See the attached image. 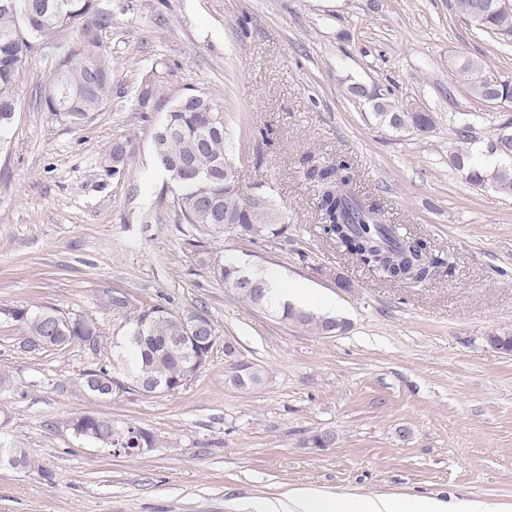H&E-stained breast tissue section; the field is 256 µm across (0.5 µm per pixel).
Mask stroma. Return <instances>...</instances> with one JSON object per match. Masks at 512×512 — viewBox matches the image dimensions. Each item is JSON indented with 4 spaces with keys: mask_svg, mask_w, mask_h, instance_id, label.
<instances>
[{
    "mask_svg": "<svg viewBox=\"0 0 512 512\" xmlns=\"http://www.w3.org/2000/svg\"><path fill=\"white\" fill-rule=\"evenodd\" d=\"M112 96L71 125L34 102L54 67L23 68L11 131L0 142V438L26 468L0 466V512H253L293 489L512 505V354L488 334L512 332V195L469 186L448 164L460 113L487 143L512 106L476 98L462 58L512 79V50L454 0H102ZM161 88L147 105V75ZM359 93H352V86ZM224 109L244 193L261 184L288 239L250 243L179 223L153 153L167 112L189 93ZM387 101L433 113L425 136L378 125ZM130 143L109 174L114 142ZM354 164L360 193L387 223L428 238L452 277L391 284L348 259L318 229L312 162ZM227 256L337 304L345 332L318 335L239 302L211 275ZM340 272L344 291L323 277ZM124 299V307L112 304ZM205 310L217 340L185 389L104 401L81 374L152 305ZM10 307L95 320L96 348L24 349ZM263 374L227 388L225 341ZM128 420L159 448L110 456L76 439L83 413ZM330 430L334 444L306 438Z\"/></svg>",
    "mask_w": 512,
    "mask_h": 512,
    "instance_id": "obj_1",
    "label": "stroma"
}]
</instances>
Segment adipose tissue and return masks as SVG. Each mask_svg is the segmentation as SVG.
Here are the masks:
<instances>
[{
	"mask_svg": "<svg viewBox=\"0 0 512 512\" xmlns=\"http://www.w3.org/2000/svg\"><path fill=\"white\" fill-rule=\"evenodd\" d=\"M449 509V504L433 498L364 497L296 490L286 500L266 503L262 512H449Z\"/></svg>",
	"mask_w": 512,
	"mask_h": 512,
	"instance_id": "1",
	"label": "adipose tissue"
}]
</instances>
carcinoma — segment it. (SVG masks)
Here are the masks:
<instances>
[{"label":"carcinoma","mask_w":512,"mask_h":512,"mask_svg":"<svg viewBox=\"0 0 512 512\" xmlns=\"http://www.w3.org/2000/svg\"><path fill=\"white\" fill-rule=\"evenodd\" d=\"M485 3L456 0L457 8L467 17L481 16L479 30L494 35L503 48L512 46V13L489 11ZM111 26L112 12L101 7L100 0H0V140L10 132L16 112L14 64L27 55L33 43L57 52L54 72L39 92L40 107L71 124H79L88 114L100 111L112 93V68L102 42L103 31ZM458 71L468 80L471 92L486 99V86L479 80L482 65L464 59ZM203 99L213 109L222 110L204 93L199 99L184 96L170 109L154 138V156L165 172L172 173L176 163L186 166L173 179L178 217L210 236L229 232L249 242L258 238L288 239V225L269 195H251L248 201L242 200L239 170L228 157L227 128L223 124L216 128L209 122L208 113L202 111ZM374 119L383 127L421 136L434 127L431 113L407 112L385 102L375 104ZM474 120L473 113L458 118L460 140L473 139ZM511 127L506 122L494 128L487 153L461 147L448 155V164L476 188L489 186L512 195ZM129 155V142L114 144L112 173L119 172ZM307 176L318 183L316 210L321 234L381 280L421 283L452 273L453 263L437 253L428 239L383 222L377 200L356 191V170L350 160L338 157L320 162L309 168ZM210 271L246 306L286 324L327 336L346 329L341 320L282 302L258 273L252 274L251 284L243 285L244 269L232 261L219 257ZM7 314L25 323V348L30 351L97 343V326L89 317H66L53 310L31 312L26 308H12ZM187 318L203 323L202 337L186 349L171 347L169 341L184 335ZM34 337L41 338L42 343H33ZM215 342L213 325L204 310L178 314L153 305L132 321L112 357V368L102 366L83 372L79 385L88 393L92 381L130 392L140 381L159 380L163 392L173 394L190 384L205 367ZM261 380V371L251 364L244 371L233 368L225 383L244 391ZM117 426L123 430L127 456L159 444L149 430L127 421L117 423L108 416L84 414L68 421L76 437L102 444L113 442Z\"/></svg>","instance_id":"cac0c4a2"}]
</instances>
